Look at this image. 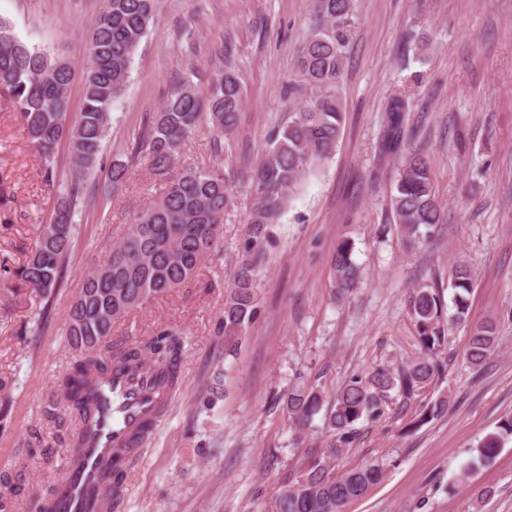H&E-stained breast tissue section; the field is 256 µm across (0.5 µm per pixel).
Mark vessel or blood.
<instances>
[{"mask_svg":"<svg viewBox=\"0 0 512 512\" xmlns=\"http://www.w3.org/2000/svg\"><path fill=\"white\" fill-rule=\"evenodd\" d=\"M98 422L93 429L78 427L80 448L66 461V477L49 502L50 512H100L96 489L106 484L107 464L126 470L127 463L114 460V449L127 444L130 434L155 412L159 396L150 382L114 376L99 389Z\"/></svg>","mask_w":512,"mask_h":512,"instance_id":"obj_1","label":"vessel or blood"}]
</instances>
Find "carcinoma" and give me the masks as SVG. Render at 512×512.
<instances>
[{
    "label": "carcinoma",
    "mask_w": 512,
    "mask_h": 512,
    "mask_svg": "<svg viewBox=\"0 0 512 512\" xmlns=\"http://www.w3.org/2000/svg\"><path fill=\"white\" fill-rule=\"evenodd\" d=\"M156 9L157 0H104L90 26L83 105L73 126L67 124L71 65L45 48L23 42L12 25L0 18V87L8 91L19 112L47 179L54 176L52 162L58 143L65 137L70 144L71 180L60 187L55 216L43 225L35 251L15 272L16 279L42 303L40 322L49 317L63 286L76 232L74 216L83 212L86 204L81 180L101 166L112 106L125 91L133 58L154 22ZM353 10L354 0H313L311 28L296 50L293 79L307 90V96L253 165L227 173L213 165L182 170L175 166L183 147L204 123L213 134L215 157L231 149L244 98L241 83L230 69L215 75L206 99L199 97L188 81L176 87L138 134L133 158L164 177L167 189L160 199L133 214L127 233L112 244L106 261L86 277L70 305L66 336L79 355L60 378L56 395L45 403L42 415L55 428L57 441L71 452H76L79 444L64 430L63 420L75 415L91 423L94 379L114 373L148 374L165 392L178 386L183 344L174 334L162 329L131 344L114 346L112 329L152 299L181 287L204 259L223 245L224 213L232 202L234 183L253 188L256 205L242 260L224 299V355H235L240 337L258 319V288L272 226L279 222L301 181L334 154L341 137L344 108L340 85ZM408 108V100L402 96L393 98L387 107V149L402 151L390 202L404 237L421 245L444 223V215L434 191L427 145L416 130L403 128L401 113ZM127 173L128 163L113 160L112 189H104V194L122 188ZM352 255L351 243L338 245L333 280L341 294L353 288L359 277ZM449 285L454 289L450 323H463L468 317L467 294L473 288V274L465 262L453 267ZM410 307L421 345L416 360L400 368L378 365L365 375L352 376L332 395L316 386H295L282 394L288 418L299 430L324 414L329 444L325 450L310 449L304 468L284 475L271 512H346L351 502L364 498L382 482L384 469L375 464L336 478L332 476L333 462L354 442L361 419H380L390 398L418 396L445 370L448 334L439 291L417 285ZM498 339L496 321L475 325L465 353L467 361L482 367ZM447 410L445 398L426 404L411 426H422ZM152 425L146 422L135 432L131 446L116 449L115 457L133 455ZM510 440L511 416L479 442L473 462L483 465L493 460ZM26 470L27 460L20 458L12 472L0 475V482H21Z\"/></svg>",
    "instance_id": "carcinoma-1"
}]
</instances>
